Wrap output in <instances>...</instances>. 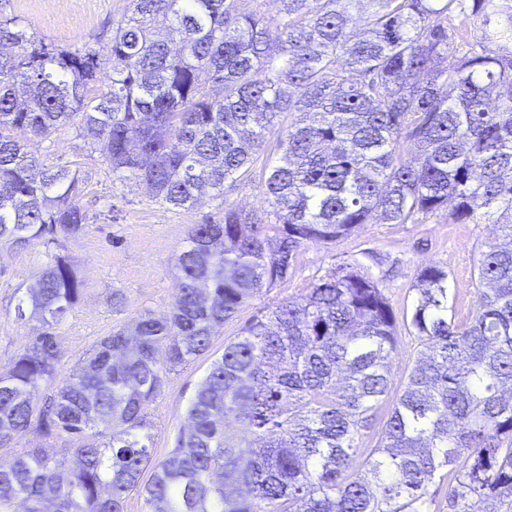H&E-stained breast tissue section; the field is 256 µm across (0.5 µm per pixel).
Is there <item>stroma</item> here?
<instances>
[{"instance_id": "35a3bbf8", "label": "stroma", "mask_w": 512, "mask_h": 512, "mask_svg": "<svg viewBox=\"0 0 512 512\" xmlns=\"http://www.w3.org/2000/svg\"><path fill=\"white\" fill-rule=\"evenodd\" d=\"M129 0H0V12L28 24L32 33L61 47H99L112 36V25L126 12ZM295 120L284 113L274 121L263 151L248 178L226 188L224 200L203 198L190 210L175 209L148 196L135 181H121L95 152L96 137L76 134L69 125L58 127L50 139L35 141L31 149L45 167L69 164L80 171L79 205L89 224L58 245L34 242L24 247L0 244V372L7 370L35 336L40 325L19 322L15 308L27 288L51 261L54 253L69 255L86 279L85 294L55 327L60 369L69 371L86 352L112 330L149 312L165 316L178 288L176 258L193 225L222 218L225 205L266 216L262 195L267 165L278 157L277 139ZM495 233L491 224H451L431 217L418 224H363L348 237L326 245L304 243L287 280L244 304L225 322L210 350L166 377L162 392L149 408L150 432L158 456L174 446L186 423V410L199 383L225 345L240 337L243 327L262 311L303 296L328 273L354 265L373 250L387 256L394 272L381 286L396 310L412 301L410 287L427 265L446 266L457 320L472 317L476 306V266L484 243ZM124 303L113 307L112 293Z\"/></svg>"}]
</instances>
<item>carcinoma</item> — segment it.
<instances>
[{"label":"carcinoma","mask_w":512,"mask_h":512,"mask_svg":"<svg viewBox=\"0 0 512 512\" xmlns=\"http://www.w3.org/2000/svg\"><path fill=\"white\" fill-rule=\"evenodd\" d=\"M279 2L268 17L259 0H130L101 50L0 15V242L54 245L88 224L79 171L42 167L25 135L92 130L116 179L188 210L250 175L274 117L300 115L264 179L271 220L226 206L194 225L166 316L140 315L64 375L54 326L84 280L54 254L16 306L42 331L0 373V447L30 430L61 445L0 458V512H125L134 490L144 512H430L434 482L454 512L512 504V0ZM429 215L495 226L470 321L440 265L397 317L388 259L369 253L226 345L156 458L148 409L167 374L286 280L305 242ZM400 323L421 350L396 387Z\"/></svg>","instance_id":"1"}]
</instances>
